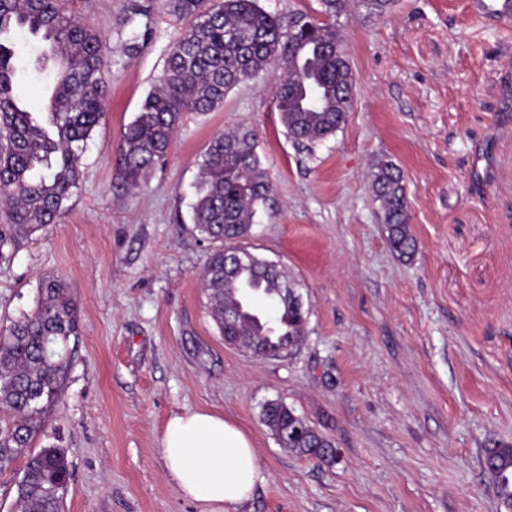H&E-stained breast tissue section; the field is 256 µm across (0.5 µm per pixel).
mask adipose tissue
<instances>
[{"label":"adipose tissue","mask_w":512,"mask_h":512,"mask_svg":"<svg viewBox=\"0 0 512 512\" xmlns=\"http://www.w3.org/2000/svg\"><path fill=\"white\" fill-rule=\"evenodd\" d=\"M161 448L167 474L198 512H239L265 477L248 434L223 416H172Z\"/></svg>","instance_id":"obj_1"}]
</instances>
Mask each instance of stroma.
Wrapping results in <instances>:
<instances>
[{
	"mask_svg": "<svg viewBox=\"0 0 512 512\" xmlns=\"http://www.w3.org/2000/svg\"><path fill=\"white\" fill-rule=\"evenodd\" d=\"M128 0H61L108 47L106 112L60 223L0 252V329L61 278L78 334L61 399L32 449L68 450L64 512H197L166 474L168 419L206 410L244 428L266 476L242 512H498L489 443H512V17L467 0H394L339 19L357 79L335 136H287L276 75L217 111L185 114L162 166L131 191L115 177L123 128L161 73L179 25L162 11L127 54ZM241 128L274 186L245 244L299 285L307 332L290 356L225 343L199 276L191 185L214 134ZM404 175L411 258L393 253L374 161ZM282 400L329 438L326 463L282 448L261 409Z\"/></svg>",
	"mask_w": 512,
	"mask_h": 512,
	"instance_id": "35a3bbf8",
	"label": "stroma"
}]
</instances>
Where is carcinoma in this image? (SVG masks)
I'll list each match as a JSON object with an SVG mask.
<instances>
[{
  "mask_svg": "<svg viewBox=\"0 0 512 512\" xmlns=\"http://www.w3.org/2000/svg\"><path fill=\"white\" fill-rule=\"evenodd\" d=\"M185 23L140 111L124 129L115 154L116 176L134 189L165 159L186 113L206 114L238 85L276 64V107L289 139L304 147L336 134L353 110L356 77L343 48L337 20L351 9L386 14L393 0H319L322 19L304 12L274 15L260 0H158ZM153 0H130L120 19L129 31L127 53L153 34ZM26 29L48 42L34 70L54 68L49 98L38 106L41 120L17 92L18 67L7 35ZM102 37L59 0H0V198L9 223L0 224V251L57 223L78 188L80 156L104 116ZM384 214L386 240L409 258L416 240L399 166L382 157L370 174ZM273 192L255 150L252 133L214 135L200 163L192 204L194 228L215 243L201 273L211 316L224 340L258 356H286L305 333L307 314L282 288L293 284L279 268L255 261L232 264L230 253L249 237L257 207ZM36 309L0 332V410L12 414L0 426V471L26 455L16 483V512H63L70 481L68 451L48 444L29 454L44 425V410L59 402L70 337L77 335V305L63 283L44 277ZM274 434L288 435V451L322 462L334 459L333 444L280 401L261 411ZM499 509L512 508V444L484 450Z\"/></svg>",
  "mask_w": 512,
  "mask_h": 512,
  "instance_id": "obj_1",
  "label": "carcinoma"
}]
</instances>
